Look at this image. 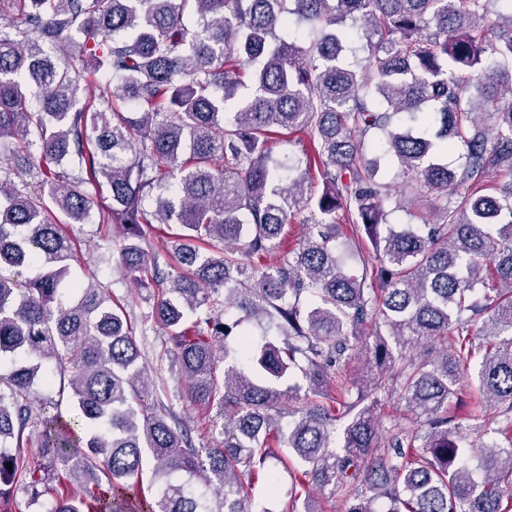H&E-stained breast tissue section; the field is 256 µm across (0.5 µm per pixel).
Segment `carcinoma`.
I'll use <instances>...</instances> for the list:
<instances>
[{
  "instance_id": "1",
  "label": "carcinoma",
  "mask_w": 512,
  "mask_h": 512,
  "mask_svg": "<svg viewBox=\"0 0 512 512\" xmlns=\"http://www.w3.org/2000/svg\"><path fill=\"white\" fill-rule=\"evenodd\" d=\"M4 2L0 149L16 164L0 166V512L18 488L38 499L57 464L82 491L46 512H134L147 461L140 512H270L244 478L273 486L288 463L283 512H323L315 490L345 512H512V0ZM280 129L309 148L274 157ZM313 173L323 190L308 196ZM103 183L100 206L83 185ZM431 193L440 219L388 226L387 202ZM300 209L308 235L280 255ZM340 210L374 254L359 274ZM95 218L123 228L125 275L157 290L151 318L187 400L215 411L213 444L164 404L124 306L75 276L62 226ZM144 224L175 225L172 262L144 248ZM358 348L366 375L347 384L335 366ZM50 363L72 416L30 398L53 386ZM297 371L308 397L287 407ZM378 390L420 427L382 435ZM468 391L494 424L477 478L450 410ZM27 436L48 465L12 452ZM101 473L112 493L95 497Z\"/></svg>"
}]
</instances>
